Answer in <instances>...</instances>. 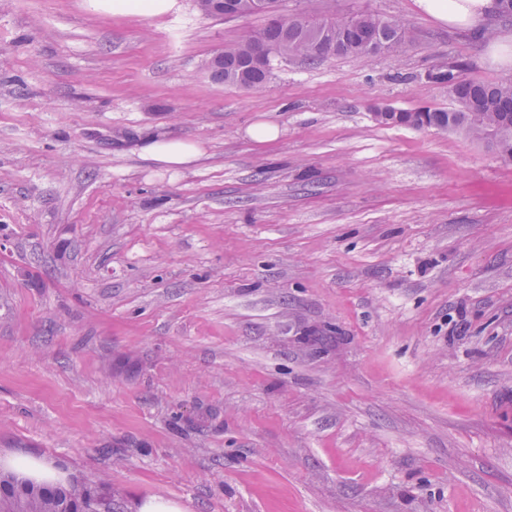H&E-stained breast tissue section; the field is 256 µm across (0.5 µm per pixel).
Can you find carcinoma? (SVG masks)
I'll list each match as a JSON object with an SVG mask.
<instances>
[{
    "label": "carcinoma",
    "mask_w": 512,
    "mask_h": 512,
    "mask_svg": "<svg viewBox=\"0 0 512 512\" xmlns=\"http://www.w3.org/2000/svg\"><path fill=\"white\" fill-rule=\"evenodd\" d=\"M310 25L297 20L283 27L275 20L259 30L243 31L239 41L224 49L220 71L213 78L247 90L266 87L273 70L249 67L255 40L260 37L287 55L307 60L330 56H363L403 53L413 33L401 20L359 12L337 19L309 16ZM461 64L435 66L428 81L447 83L449 110L421 107L413 111L385 107L375 112L387 126L434 129L465 135L483 142L503 160L512 161V79L496 82L460 77ZM0 512H117L112 497L101 495L86 484L36 485L11 473H0Z\"/></svg>",
    "instance_id": "cac0c4a2"
}]
</instances>
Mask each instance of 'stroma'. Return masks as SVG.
Masks as SVG:
<instances>
[{"label": "stroma", "mask_w": 512, "mask_h": 512, "mask_svg": "<svg viewBox=\"0 0 512 512\" xmlns=\"http://www.w3.org/2000/svg\"><path fill=\"white\" fill-rule=\"evenodd\" d=\"M280 10L415 41L254 92L204 64L263 17L0 0V462L121 512H512V162L372 115L451 108L442 61L512 78V45L414 0ZM142 152L147 159L171 166L190 164L202 153L197 145L177 139L151 140L143 147Z\"/></svg>", "instance_id": "obj_1"}]
</instances>
